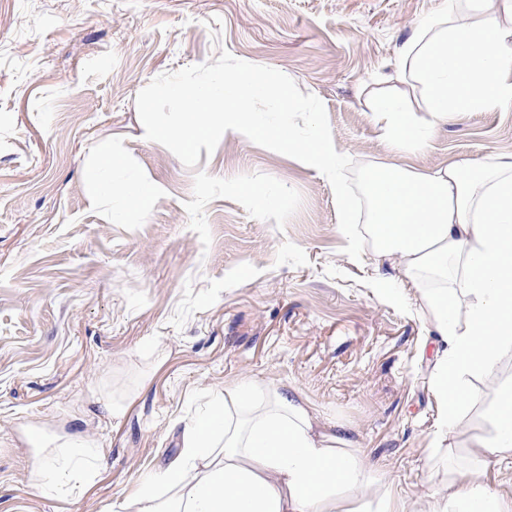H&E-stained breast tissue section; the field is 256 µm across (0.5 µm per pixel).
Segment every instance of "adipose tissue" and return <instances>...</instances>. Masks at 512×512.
Listing matches in <instances>:
<instances>
[{
	"label": "adipose tissue",
	"mask_w": 512,
	"mask_h": 512,
	"mask_svg": "<svg viewBox=\"0 0 512 512\" xmlns=\"http://www.w3.org/2000/svg\"><path fill=\"white\" fill-rule=\"evenodd\" d=\"M398 80L420 90L436 124L511 105L512 0H446L403 43ZM371 110L390 149L425 145L403 95L380 91ZM367 183L378 255L436 282L420 296L445 345L431 367L439 441L456 434L455 410L475 398L465 380L479 377L496 397L491 428L474 445L483 458L512 461V379L498 377L512 361V155L489 151L427 173L387 165ZM215 418L224 424L216 442ZM428 479L422 508L396 500L350 427L322 422L294 387L244 379L225 386L214 418L184 426L181 454L145 479L136 512H512L474 468L436 459Z\"/></svg>",
	"instance_id": "obj_1"
}]
</instances>
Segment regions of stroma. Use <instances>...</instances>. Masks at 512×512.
<instances>
[{"label":"stroma","mask_w":512,"mask_h":512,"mask_svg":"<svg viewBox=\"0 0 512 512\" xmlns=\"http://www.w3.org/2000/svg\"><path fill=\"white\" fill-rule=\"evenodd\" d=\"M442 0H0V512H120L179 451L177 421L248 378L297 388L359 435L394 492L431 493L443 343L404 269L347 256L319 172L224 134L185 166L145 139L137 94L221 52L278 69L325 105L355 161L420 172L512 153V105L434 126L395 152L371 96ZM119 165L101 172V155ZM149 185L151 205L89 197V178ZM463 406L460 461L484 433ZM120 414L109 412V405ZM45 434L81 427L103 459L89 477L35 490Z\"/></svg>","instance_id":"1"}]
</instances>
